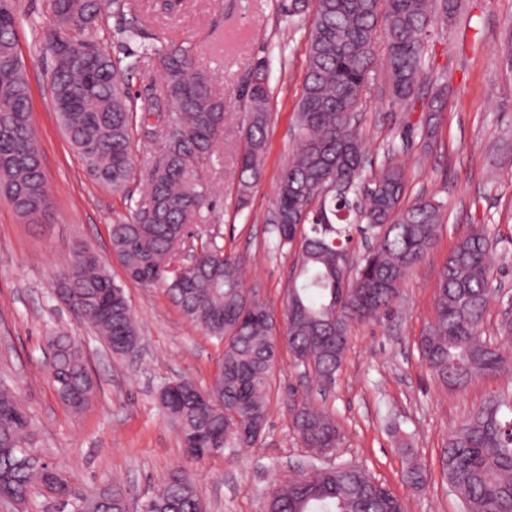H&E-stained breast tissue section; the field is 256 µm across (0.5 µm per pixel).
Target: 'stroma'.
Listing matches in <instances>:
<instances>
[{
  "instance_id": "35a3bbf8",
  "label": "stroma",
  "mask_w": 512,
  "mask_h": 512,
  "mask_svg": "<svg viewBox=\"0 0 512 512\" xmlns=\"http://www.w3.org/2000/svg\"><path fill=\"white\" fill-rule=\"evenodd\" d=\"M143 43L186 42L194 64L210 78L212 93L228 110L223 142L200 178L216 191L202 224L217 228L225 253L240 257L244 286L284 319V298L295 252L280 247L268 219L280 172L296 144L297 106L306 76L312 14L294 23L278 0H127ZM16 40L31 96L51 208L40 224L25 222L0 196V381L29 410L49 459L81 490L120 480L132 512H141L154 487L175 467L192 474L205 512H265L273 484L307 464L310 454L292 428L290 407L312 395L340 428L337 448L321 465H358L405 502L407 512H461L443 475L440 453L448 432L492 394L512 395V374L475 381L452 393L430 375L418 351L434 317V292L450 250L475 225L487 226L498 244L492 255L497 297L486 309L484 331L497 338L512 305V0H461L457 13L437 18L425 38L427 79L412 108L391 104L384 69L364 96L366 176L376 175L388 148L406 170L403 206L418 198L438 201L444 212L434 245L401 285L393 316L353 325L344 364L326 393L281 349L269 385L268 421L253 447L191 461L177 427L158 400L164 386L191 379L211 384L224 345L191 323L159 285L127 280L112 251L109 228L128 220L143 195L158 145L139 144L126 194L97 182L72 148L52 101L53 67L46 49L54 28L48 0H13ZM266 61L271 88L267 151L261 179L247 207L237 201L236 159L246 112L242 86L257 61ZM447 96L439 112L427 102L437 86ZM84 243L123 286L139 344L112 354L93 329L77 321L55 296L56 275L74 244ZM64 334L84 350L98 391L82 413L60 400L49 372L47 339ZM410 446L427 483L403 480Z\"/></svg>"
}]
</instances>
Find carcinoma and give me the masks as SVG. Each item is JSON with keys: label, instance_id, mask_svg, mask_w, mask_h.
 Segmentation results:
<instances>
[{"label": "carcinoma", "instance_id": "obj_1", "mask_svg": "<svg viewBox=\"0 0 512 512\" xmlns=\"http://www.w3.org/2000/svg\"><path fill=\"white\" fill-rule=\"evenodd\" d=\"M103 0H50L56 27L50 38L53 104L72 146L89 171L114 191L126 189L133 172V140L159 143L162 161L146 198L126 222L110 227L112 251L127 276L163 285L192 323L224 342L218 374L207 388L190 379L167 385L160 404L181 437L202 459L258 441L268 415L267 390L280 344L294 364L322 385L334 380L349 349L350 327L393 313L400 284L428 253L443 216L441 205L420 198L404 208L405 168L387 152L379 174L365 180V140L356 112L376 69L375 37L385 44L391 103H410L423 77L424 37L433 14L444 17L457 0H287L289 19L310 9L314 28L297 109L299 144L279 178L272 223L279 246L298 245L287 289L285 332L273 311L242 288L240 258L224 253L218 235L201 241L192 265L170 269L184 237L213 198L199 179L224 135V101L194 67L191 50L143 44L114 58L89 35L103 18ZM13 0H0V193L15 211L37 218L49 207L30 93L17 50ZM163 84L133 109L129 76L146 66ZM242 91L248 112L238 162V197L248 203L262 172L269 125L268 74ZM138 137H133V134ZM372 239L350 266L354 235ZM492 242L476 228L448 254L435 287L434 319L419 340L426 368L445 388L464 392L476 380L512 370V358L483 337L492 294ZM57 296L74 316L94 327L109 351L133 352L138 336L124 289L84 248L58 273ZM50 375L60 399L75 412L92 401L96 383L81 347L69 336L50 339ZM301 443L315 456L337 447L336 419L305 400L291 408ZM406 484L426 482L412 449ZM442 471L461 499L463 512H512V397L490 396L448 434ZM29 492L71 495L76 512H123L127 490L115 481L91 494L49 461L38 446L32 420L9 388L0 386V497ZM149 512H202L196 484L183 467L170 471L148 499ZM272 512H405L402 499L361 467L310 465L274 485Z\"/></svg>", "mask_w": 512, "mask_h": 512}]
</instances>
